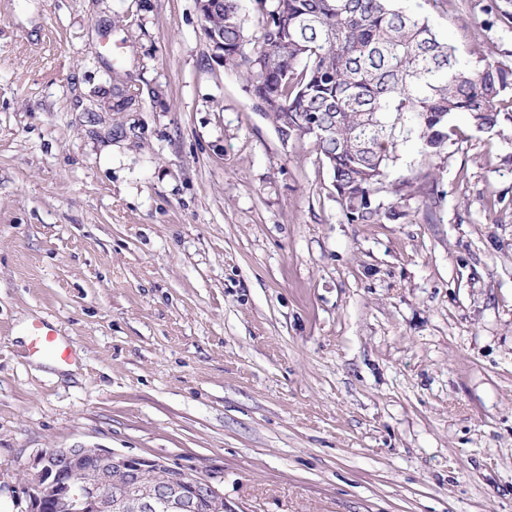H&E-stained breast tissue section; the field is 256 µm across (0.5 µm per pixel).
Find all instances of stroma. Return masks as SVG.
<instances>
[{"label": "stroma", "instance_id": "stroma-1", "mask_svg": "<svg viewBox=\"0 0 512 512\" xmlns=\"http://www.w3.org/2000/svg\"><path fill=\"white\" fill-rule=\"evenodd\" d=\"M399 4L512 64V0ZM386 181L400 218L349 221L197 0H0V512L75 445L224 512H512V122ZM28 336H32L31 348L33 352L48 354L61 361L69 359V348L57 336V330L53 323H34Z\"/></svg>", "mask_w": 512, "mask_h": 512}]
</instances>
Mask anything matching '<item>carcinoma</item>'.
Segmentation results:
<instances>
[{
    "label": "carcinoma",
    "instance_id": "obj_1",
    "mask_svg": "<svg viewBox=\"0 0 512 512\" xmlns=\"http://www.w3.org/2000/svg\"><path fill=\"white\" fill-rule=\"evenodd\" d=\"M206 30L245 70L251 94L290 137L315 138L346 217L377 224L401 216L374 203L399 145L440 152L462 118L477 131L512 121V65L478 48L460 54L428 21L397 0H255L260 14L248 40L241 0H223Z\"/></svg>",
    "mask_w": 512,
    "mask_h": 512
}]
</instances>
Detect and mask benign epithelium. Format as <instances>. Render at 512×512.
<instances>
[{
  "mask_svg": "<svg viewBox=\"0 0 512 512\" xmlns=\"http://www.w3.org/2000/svg\"><path fill=\"white\" fill-rule=\"evenodd\" d=\"M85 454L84 448H40L29 457L22 487L28 512H43L50 501L58 512H195L200 495L214 512H224V492L180 467L181 482L140 487L137 479L171 468L161 458L95 448L97 468L91 472Z\"/></svg>",
  "mask_w": 512,
  "mask_h": 512,
  "instance_id": "1",
  "label": "benign epithelium"
}]
</instances>
